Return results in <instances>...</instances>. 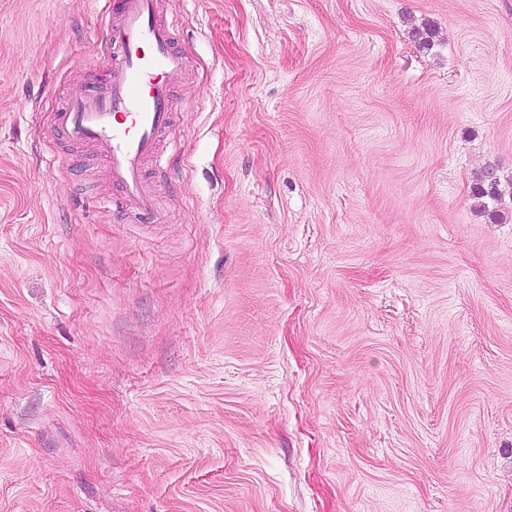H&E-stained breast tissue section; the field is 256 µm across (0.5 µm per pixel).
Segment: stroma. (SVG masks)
Instances as JSON below:
<instances>
[{"mask_svg": "<svg viewBox=\"0 0 512 512\" xmlns=\"http://www.w3.org/2000/svg\"><path fill=\"white\" fill-rule=\"evenodd\" d=\"M159 10L144 217L51 126L105 0H0V512H512V0ZM500 187V180L494 175L493 170L488 169L478 178L473 193L478 199L497 201L502 194Z\"/></svg>", "mask_w": 512, "mask_h": 512, "instance_id": "stroma-1", "label": "stroma"}]
</instances>
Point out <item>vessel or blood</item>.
<instances>
[{"label":"vessel or blood","instance_id":"b4317fda","mask_svg":"<svg viewBox=\"0 0 512 512\" xmlns=\"http://www.w3.org/2000/svg\"><path fill=\"white\" fill-rule=\"evenodd\" d=\"M108 8L116 21L103 39L107 88L63 99L53 125L68 141L94 147L125 206L152 214L146 163L157 158L174 120L169 93L186 78L189 61L174 49L175 30L160 18L158 0H110Z\"/></svg>","mask_w":512,"mask_h":512}]
</instances>
